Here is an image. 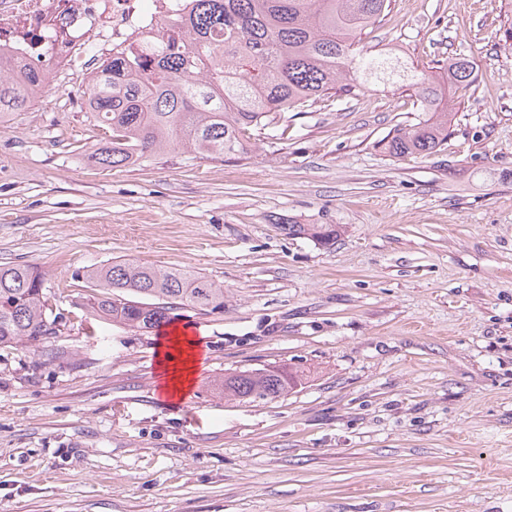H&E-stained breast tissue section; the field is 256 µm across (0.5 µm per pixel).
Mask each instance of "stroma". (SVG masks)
Returning <instances> with one entry per match:
<instances>
[{"mask_svg":"<svg viewBox=\"0 0 512 512\" xmlns=\"http://www.w3.org/2000/svg\"><path fill=\"white\" fill-rule=\"evenodd\" d=\"M369 45L464 56L448 143L390 156L407 89L333 97L245 159L172 149L104 169L89 77L0 128V265L45 273L63 316L0 346V512H512V0H392ZM332 224L321 244L285 223ZM190 269L202 364L161 396L165 332L86 317L75 273ZM287 365L294 391L225 401V373Z\"/></svg>","mask_w":512,"mask_h":512,"instance_id":"stroma-1","label":"stroma"}]
</instances>
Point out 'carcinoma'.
<instances>
[{"mask_svg":"<svg viewBox=\"0 0 512 512\" xmlns=\"http://www.w3.org/2000/svg\"><path fill=\"white\" fill-rule=\"evenodd\" d=\"M190 13L143 36L148 55L110 57L86 88L87 110L112 139L86 155L101 168L136 165L173 148L211 160L246 155L251 132L311 112L323 97L351 99L390 85L414 92L426 118L388 135L394 157L428 156L448 141L456 112L448 93L474 83V63L448 60L432 73L364 43L391 12V0H192ZM41 68L14 73L0 64V124L27 111L49 83ZM290 236L327 244L328 224H286ZM75 278L96 289L95 320L144 331L175 312L224 309V286L198 272L132 262L83 267ZM60 316L45 277L27 265H0V345H28L57 334ZM302 375L276 367L230 372L224 397L256 403L281 397Z\"/></svg>","mask_w":512,"mask_h":512,"instance_id":"cac0c4a2","label":"carcinoma"}]
</instances>
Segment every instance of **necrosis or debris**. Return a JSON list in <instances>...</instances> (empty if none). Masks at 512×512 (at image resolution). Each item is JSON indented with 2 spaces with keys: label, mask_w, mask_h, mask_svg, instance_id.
<instances>
[{
  "label": "necrosis or debris",
  "mask_w": 512,
  "mask_h": 512,
  "mask_svg": "<svg viewBox=\"0 0 512 512\" xmlns=\"http://www.w3.org/2000/svg\"><path fill=\"white\" fill-rule=\"evenodd\" d=\"M189 7V0H0V55L19 65L49 57L64 77L91 51H127Z\"/></svg>",
  "instance_id": "necrosis-or-debris-1"
}]
</instances>
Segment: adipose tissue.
Returning <instances> with one entry per match:
<instances>
[{
  "mask_svg": "<svg viewBox=\"0 0 512 512\" xmlns=\"http://www.w3.org/2000/svg\"><path fill=\"white\" fill-rule=\"evenodd\" d=\"M159 361L163 371L162 395L184 398L190 392L202 363L197 337L181 330L172 334L161 346Z\"/></svg>",
  "mask_w": 512,
  "mask_h": 512,
  "instance_id": "adipose-tissue-1",
  "label": "adipose tissue"
}]
</instances>
